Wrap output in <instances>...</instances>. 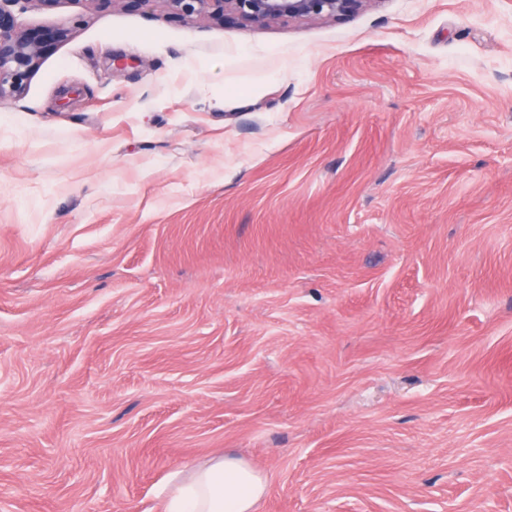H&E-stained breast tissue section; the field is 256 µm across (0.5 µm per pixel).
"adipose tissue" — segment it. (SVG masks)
<instances>
[{"label":"adipose tissue","instance_id":"ef3b65f1","mask_svg":"<svg viewBox=\"0 0 512 512\" xmlns=\"http://www.w3.org/2000/svg\"><path fill=\"white\" fill-rule=\"evenodd\" d=\"M265 491L263 478L252 466L224 455L176 484L164 512H253Z\"/></svg>","mask_w":512,"mask_h":512}]
</instances>
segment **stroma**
<instances>
[{
	"label": "stroma",
	"mask_w": 512,
	"mask_h": 512,
	"mask_svg": "<svg viewBox=\"0 0 512 512\" xmlns=\"http://www.w3.org/2000/svg\"><path fill=\"white\" fill-rule=\"evenodd\" d=\"M17 22L0 512H163L224 454L255 512H512V0Z\"/></svg>",
	"instance_id": "35a3bbf8"
}]
</instances>
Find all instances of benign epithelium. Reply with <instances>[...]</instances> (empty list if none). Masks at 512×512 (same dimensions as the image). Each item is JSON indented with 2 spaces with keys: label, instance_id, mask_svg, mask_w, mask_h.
<instances>
[{
  "label": "benign epithelium",
  "instance_id": "1",
  "mask_svg": "<svg viewBox=\"0 0 512 512\" xmlns=\"http://www.w3.org/2000/svg\"><path fill=\"white\" fill-rule=\"evenodd\" d=\"M182 17L201 16L222 23L227 18L243 25H269L284 21L335 20L368 7L375 0H95L150 8L155 2ZM65 0H0V104L19 96L25 81L42 58L45 39L22 30L14 10L33 3L42 10L57 9Z\"/></svg>",
  "mask_w": 512,
  "mask_h": 512
}]
</instances>
